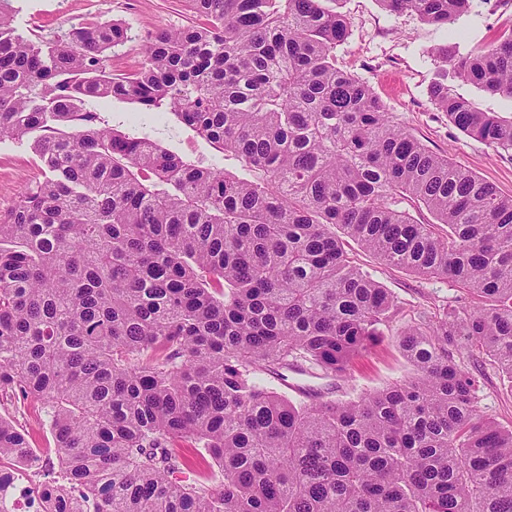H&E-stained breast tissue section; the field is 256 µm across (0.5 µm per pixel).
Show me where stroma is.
I'll return each mask as SVG.
<instances>
[{
	"label": "stroma",
	"mask_w": 512,
	"mask_h": 512,
	"mask_svg": "<svg viewBox=\"0 0 512 512\" xmlns=\"http://www.w3.org/2000/svg\"><path fill=\"white\" fill-rule=\"evenodd\" d=\"M13 24L19 32L56 39L85 23L88 14L98 20H122L131 39L110 53L106 66L112 73L137 69L144 59L150 36L162 28L197 25L186 0H14ZM350 27L347 39L336 48V64L365 82L385 104L396 121L431 151L472 171L493 184L501 195L512 196V156L500 154L484 143L465 136L430 99L428 89L437 74L431 51L448 44L460 52L478 50L512 32V0H472L470 9L443 27L417 16L387 13L378 0H342ZM99 110L110 126L125 133L146 135L171 152L192 161L219 158L229 172L239 170L230 156L217 157L215 149L192 131L179 128L174 116L142 121L135 105L110 100ZM37 157L28 144L0 141V212L14 208L22 191L42 177ZM355 261L382 282L395 297L398 324L417 318L454 296L447 282L426 280L405 270L386 267L356 244H349ZM481 385L480 409L504 426H512V393L504 389L490 367L475 363ZM411 367L400 354L395 337L386 335L368 346L337 376L322 370L311 373L282 370L272 381L280 392L290 384L301 386L307 400L342 399L347 393L374 388L406 378ZM35 400L7 405L0 414L9 416L23 430L34 448L52 447L46 415L36 413Z\"/></svg>",
	"instance_id": "35a3bbf8"
}]
</instances>
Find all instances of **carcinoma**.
<instances>
[{"label": "carcinoma", "instance_id": "cac0c4a2", "mask_svg": "<svg viewBox=\"0 0 512 512\" xmlns=\"http://www.w3.org/2000/svg\"><path fill=\"white\" fill-rule=\"evenodd\" d=\"M135 72L95 21L53 40L0 0V140L44 168L0 213V401L38 400L59 472L51 512H512V427L481 414V357L512 393V197L439 156L336 67L349 21L324 0H188ZM444 26L472 0H379ZM428 90L465 135L512 151V121L448 74L512 98V32L461 53ZM170 114L242 175L118 131L97 106ZM412 208L434 222H418ZM445 280L459 298L398 333L406 379L294 401L266 382L303 364L342 374L399 314L357 266ZM190 438L218 478H184ZM35 453L0 415V463Z\"/></svg>", "mask_w": 512, "mask_h": 512}]
</instances>
